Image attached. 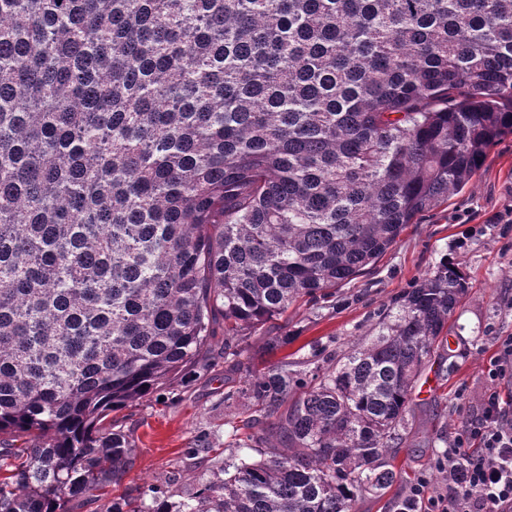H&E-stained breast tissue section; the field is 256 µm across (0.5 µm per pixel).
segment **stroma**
<instances>
[{"label": "stroma", "instance_id": "1", "mask_svg": "<svg viewBox=\"0 0 512 512\" xmlns=\"http://www.w3.org/2000/svg\"><path fill=\"white\" fill-rule=\"evenodd\" d=\"M445 259L464 274L468 287L444 331L448 344L441 368L425 370L424 379L433 385L413 398L412 427L393 459L398 479L384 492L365 494L358 510L395 512L424 470L439 474L433 493L447 494L448 473L437 470L436 451L427 440L448 437L472 414L486 387L483 366L497 352V337L512 336V137L492 146L462 190L409 225L376 263L337 286L335 295L301 299L283 316L247 331L240 356L229 363L221 355L224 336L216 334L205 357L206 373L115 412L134 446V466L109 486V499L136 498L153 484L177 501L223 476L240 445L263 457L261 435L272 421L264 419L252 431L243 426L251 404L238 390L249 374L283 360L290 370L307 372V358L321 348L330 355L328 367H335L395 298ZM283 335L290 338L288 347L269 352V342Z\"/></svg>", "mask_w": 512, "mask_h": 512}]
</instances>
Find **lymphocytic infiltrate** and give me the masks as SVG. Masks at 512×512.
I'll return each mask as SVG.
<instances>
[{
	"label": "lymphocytic infiltrate",
	"mask_w": 512,
	"mask_h": 512,
	"mask_svg": "<svg viewBox=\"0 0 512 512\" xmlns=\"http://www.w3.org/2000/svg\"><path fill=\"white\" fill-rule=\"evenodd\" d=\"M497 345L475 411L448 438L447 494L431 495L429 477H421L398 512H512V409L499 391L512 379V336Z\"/></svg>",
	"instance_id": "f902f5d3"
}]
</instances>
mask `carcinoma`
<instances>
[{
    "label": "carcinoma",
    "instance_id": "carcinoma-1",
    "mask_svg": "<svg viewBox=\"0 0 512 512\" xmlns=\"http://www.w3.org/2000/svg\"><path fill=\"white\" fill-rule=\"evenodd\" d=\"M512 135V0H0V512H75L134 463L111 411L224 330L327 297ZM466 282L443 261L293 403L281 446L172 502L357 512L396 479Z\"/></svg>",
    "mask_w": 512,
    "mask_h": 512
}]
</instances>
